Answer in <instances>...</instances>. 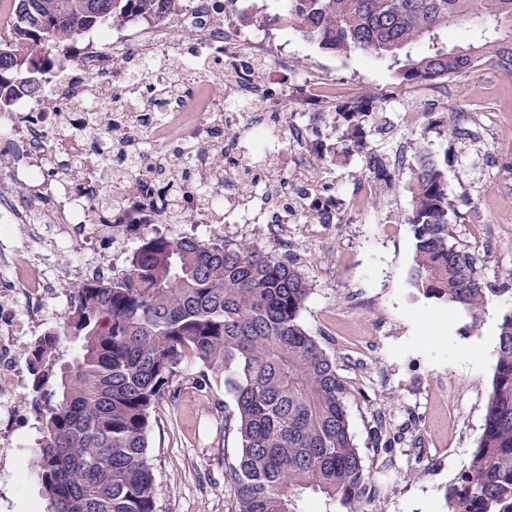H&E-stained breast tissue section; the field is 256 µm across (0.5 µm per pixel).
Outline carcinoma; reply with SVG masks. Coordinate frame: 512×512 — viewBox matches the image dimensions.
<instances>
[{"mask_svg": "<svg viewBox=\"0 0 512 512\" xmlns=\"http://www.w3.org/2000/svg\"><path fill=\"white\" fill-rule=\"evenodd\" d=\"M6 0L0 30V111L35 93L86 30L131 17L173 16L182 0ZM288 25L319 48L387 58L407 83L451 80L485 62L512 75V0H286ZM493 36L448 46L452 26ZM60 55L44 59L49 49ZM375 101L338 106L347 150L368 153ZM411 284L478 327L489 296L478 257L455 239L445 170L425 138L414 144ZM312 283L292 253L250 243L153 234L126 265L69 292L60 326L26 353L27 401L41 425L35 465L42 512H157L149 456L151 413L186 359L204 385L224 387L234 410L222 428L241 448L225 470L238 512H364L376 489L351 430L336 361L301 321ZM79 352L65 359L66 343ZM492 388L477 445L443 493V512H512V311L499 324Z\"/></svg>", "mask_w": 512, "mask_h": 512, "instance_id": "1", "label": "carcinoma"}]
</instances>
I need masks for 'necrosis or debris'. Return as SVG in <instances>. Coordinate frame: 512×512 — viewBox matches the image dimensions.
Instances as JSON below:
<instances>
[{
    "mask_svg": "<svg viewBox=\"0 0 512 512\" xmlns=\"http://www.w3.org/2000/svg\"><path fill=\"white\" fill-rule=\"evenodd\" d=\"M243 3L185 0L176 15L132 19L106 43L89 36L69 73L39 94L20 92L0 116V133L37 166L20 196L0 194V238L42 211L59 227L55 243L86 239L91 209L109 196L117 199L118 235L128 224H220L228 213L239 224L287 223L272 159L242 155L238 145L265 134L267 104H277L279 124L289 126V113L332 111L336 86L315 71L293 99L287 82H271V70L284 74L291 65L268 38L245 31ZM220 146L230 163L218 172L212 154ZM175 147L192 180L170 201L147 193L142 179L165 180ZM13 259L18 270L0 279V495L16 483L6 461L19 450L23 348L57 297L37 258Z\"/></svg>",
    "mask_w": 512,
    "mask_h": 512,
    "instance_id": "obj_1",
    "label": "necrosis or debris"
}]
</instances>
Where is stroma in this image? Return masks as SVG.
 Masks as SVG:
<instances>
[{
  "label": "stroma",
  "mask_w": 512,
  "mask_h": 512,
  "mask_svg": "<svg viewBox=\"0 0 512 512\" xmlns=\"http://www.w3.org/2000/svg\"><path fill=\"white\" fill-rule=\"evenodd\" d=\"M276 46L295 61L290 92H300L317 66L337 86L360 89L375 100L383 129L368 131L367 140L383 160L401 155L394 185L354 201L355 187L371 177L366 156L343 152L338 113L321 119L299 112L288 120L307 129L305 149L277 130L267 135L286 164L278 175L292 201L317 187L335 223L317 224L301 213L275 238L263 224H163L159 231L171 238L254 243L303 259L313 293L302 322L336 360L363 465L381 488L366 512H441L442 492L467 464L481 432L497 327L512 311V291L500 290L512 275V76L485 64L453 80L405 84L387 62L322 50L291 28L277 32ZM453 123L463 128L462 136L447 137ZM421 137L446 170L448 194L458 206L455 236L479 258L486 282L496 289L476 324L462 310L436 307L409 280L407 186L412 144ZM138 243V234L129 233L120 247L103 234L48 252L37 239L17 246L43 251L49 278L65 292L80 284L86 250L120 269ZM443 324L447 335H437ZM200 370L196 362L182 364L170 396L152 412L159 512H238L224 471L239 441L224 434L215 409L232 400L200 387ZM381 412L392 430L406 432L405 441L387 453L378 451L374 438ZM38 427L35 414L24 410L18 420L22 449L13 462L20 488L13 512H28L30 502L42 499L33 466Z\"/></svg>",
  "instance_id": "35a3bbf8"
}]
</instances>
